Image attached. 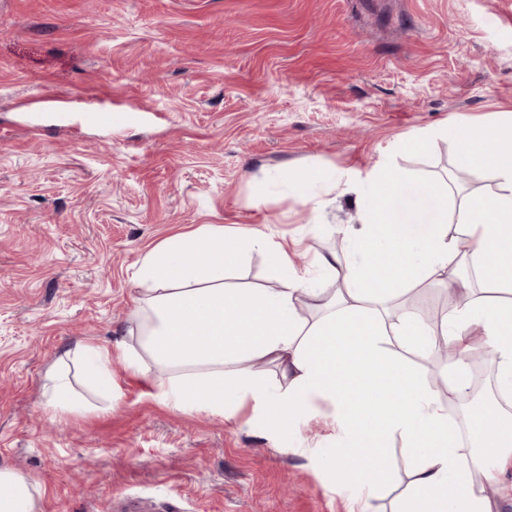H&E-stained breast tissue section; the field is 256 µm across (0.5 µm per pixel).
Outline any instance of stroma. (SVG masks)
I'll list each match as a JSON object with an SVG mask.
<instances>
[{
  "instance_id": "stroma-1",
  "label": "stroma",
  "mask_w": 512,
  "mask_h": 512,
  "mask_svg": "<svg viewBox=\"0 0 512 512\" xmlns=\"http://www.w3.org/2000/svg\"><path fill=\"white\" fill-rule=\"evenodd\" d=\"M125 110L104 129L95 98ZM512 111V0H0V468L38 484L37 512H351L328 401L280 422L247 399L181 412L112 364L111 396L53 418L46 374L76 341L121 340L132 275L164 238L201 224L259 230L298 274L350 255L355 195L312 212L300 171L359 178L392 162L439 178L452 140L405 134ZM269 254L228 288L280 287ZM395 512L413 463L387 442Z\"/></svg>"
}]
</instances>
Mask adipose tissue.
Instances as JSON below:
<instances>
[{"label":"adipose tissue","mask_w":512,"mask_h":512,"mask_svg":"<svg viewBox=\"0 0 512 512\" xmlns=\"http://www.w3.org/2000/svg\"><path fill=\"white\" fill-rule=\"evenodd\" d=\"M439 137L454 140L455 168L488 174L494 188L465 190L391 164L371 171L351 186L359 224L347 230L350 259L318 262L323 276L341 281L335 291L298 276L287 249L253 229L230 243L223 225L202 224L160 241L134 273L136 311L126 339L76 344L87 384L111 393L117 359L179 411L220 416L226 402L248 394L274 411L327 399L340 431L336 475L366 489L360 512H371L372 500L387 492L383 452L394 436L413 460L398 512H501V501L512 498L497 484L498 472L512 467V414L479 407L460 429L419 362L444 339L457 353L446 384L461 397L471 386L468 358L484 346L495 362L496 395L512 398V285L501 279L512 266V128L455 122L408 136L403 146L424 153ZM294 185L318 211L340 180L319 170L301 173ZM252 251L273 255L282 287H225V268ZM469 265L477 287L433 330L411 309L408 291L441 276L456 284L457 269ZM302 293L318 313L314 321L299 312ZM254 360L276 363L279 381L225 385L226 364ZM33 491L27 475L0 469V512H36Z\"/></svg>","instance_id":"ef3b65f1"}]
</instances>
